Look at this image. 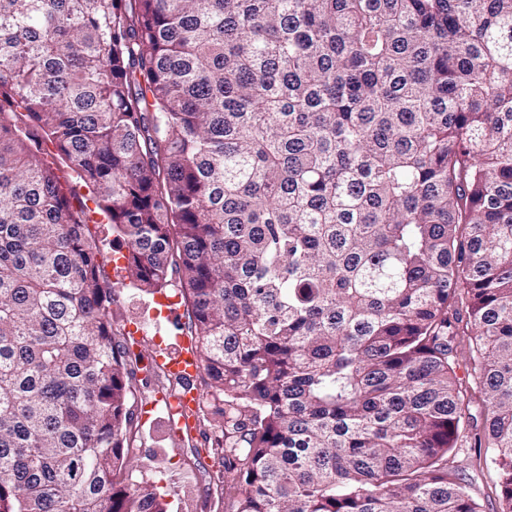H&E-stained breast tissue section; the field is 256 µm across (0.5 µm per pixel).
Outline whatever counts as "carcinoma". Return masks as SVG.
Instances as JSON below:
<instances>
[{"instance_id": "obj_1", "label": "carcinoma", "mask_w": 512, "mask_h": 512, "mask_svg": "<svg viewBox=\"0 0 512 512\" xmlns=\"http://www.w3.org/2000/svg\"><path fill=\"white\" fill-rule=\"evenodd\" d=\"M92 211L237 512H481L462 358L512 512V0H0V512H167Z\"/></svg>"}]
</instances>
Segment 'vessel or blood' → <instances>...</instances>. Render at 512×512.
Segmentation results:
<instances>
[{
	"label": "vessel or blood",
	"instance_id": "b4317fda",
	"mask_svg": "<svg viewBox=\"0 0 512 512\" xmlns=\"http://www.w3.org/2000/svg\"><path fill=\"white\" fill-rule=\"evenodd\" d=\"M153 325L156 335L151 357L162 365L182 384V392L165 402L167 412L163 423L168 436L179 437L193 432V413L200 401L194 387V378L199 371L191 342L182 328V309L175 295L164 297L153 309L149 321L132 322L130 332L143 334L146 325Z\"/></svg>",
	"mask_w": 512,
	"mask_h": 512
}]
</instances>
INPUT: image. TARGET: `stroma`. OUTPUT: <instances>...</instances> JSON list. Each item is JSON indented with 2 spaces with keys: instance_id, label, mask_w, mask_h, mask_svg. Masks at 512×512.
Here are the masks:
<instances>
[{
  "instance_id": "1",
  "label": "stroma",
  "mask_w": 512,
  "mask_h": 512,
  "mask_svg": "<svg viewBox=\"0 0 512 512\" xmlns=\"http://www.w3.org/2000/svg\"><path fill=\"white\" fill-rule=\"evenodd\" d=\"M89 230L100 247L102 275L115 288L112 324L116 335L120 336L126 333L134 317L146 315L148 308L153 307V297L135 289L125 268L118 266L117 260L126 250L114 242L108 219L95 216ZM130 348L143 356L133 380L136 407H143L156 394L169 396L179 390L180 385L172 376L146 360L148 340H131ZM197 416V433L193 441L184 443L166 437L162 423L137 420L129 435L125 471L166 487L175 500L168 512H236L234 502L224 496V451L214 443L220 429L210 402H202ZM475 434V428H468L463 441L451 451L450 459L468 481L469 492L482 512H501L497 474L491 462L481 455Z\"/></svg>"
}]
</instances>
